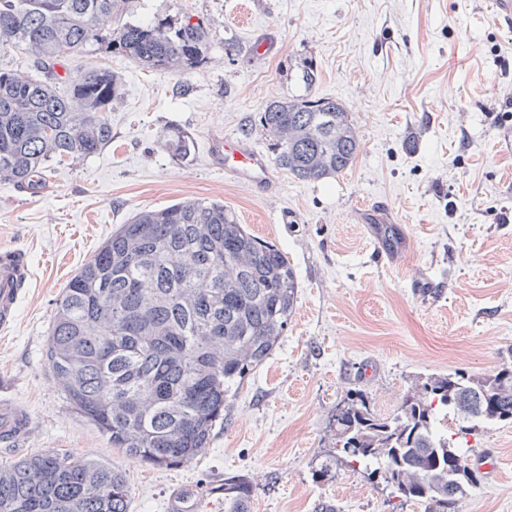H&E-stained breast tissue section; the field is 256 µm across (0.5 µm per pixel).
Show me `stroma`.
Returning a JSON list of instances; mask_svg holds the SVG:
<instances>
[{"instance_id":"stroma-1","label":"stroma","mask_w":512,"mask_h":512,"mask_svg":"<svg viewBox=\"0 0 512 512\" xmlns=\"http://www.w3.org/2000/svg\"><path fill=\"white\" fill-rule=\"evenodd\" d=\"M131 17L194 14L210 47L184 73L121 57L68 58L79 74H122L112 143L52 165L31 191L0 182V246L28 255L31 277L15 327L0 333V395L17 400L30 435L0 442V465L57 451L123 471L130 512H168L180 489L196 512H224L225 477L246 476L251 512H420L349 467L316 480L333 447L332 414L349 390L391 413L418 376L472 378L512 363V24L492 0H130ZM239 50L228 54L225 40ZM315 58L317 97L342 101L362 141L336 178L303 182L274 169L261 194L215 164L208 142L240 136L267 101L302 92L297 66ZM193 87L174 98V83ZM177 127L196 141L191 162L168 154ZM418 138L414 152L403 141ZM223 202L282 249L300 284L295 313L266 363L229 397L224 421L192 463L150 468L127 459L70 408L47 356L55 303L121 224L179 201ZM383 205L402 237L382 248L364 209ZM493 449L459 512H512V424L471 436Z\"/></svg>"}]
</instances>
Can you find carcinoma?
<instances>
[{
  "instance_id": "1",
  "label": "carcinoma",
  "mask_w": 512,
  "mask_h": 512,
  "mask_svg": "<svg viewBox=\"0 0 512 512\" xmlns=\"http://www.w3.org/2000/svg\"><path fill=\"white\" fill-rule=\"evenodd\" d=\"M128 0H0V54L22 52L38 77L0 68V182L30 190L52 164L112 143L109 112L122 80L107 66L73 80L69 56L123 57L178 73L204 63L208 31L191 16L125 20ZM305 93L275 97L243 130L261 133L274 164L301 181L352 167L361 139L346 107L309 91L312 57L298 66ZM173 156L194 138L166 135ZM299 282L286 254L257 239L218 201L142 210L120 225L70 279L47 338L55 380L70 408L111 447L151 467L177 468L209 447L232 386L263 366L288 328ZM470 435L512 424V363L472 379L460 372L418 380L388 415L368 395L347 393L333 415L335 447L313 478L362 466L390 495L422 512H458L478 487L467 449L441 418ZM253 489L224 478V512H250ZM130 487L108 464L48 452L0 467V512H129Z\"/></svg>"
}]
</instances>
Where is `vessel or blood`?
I'll use <instances>...</instances> for the list:
<instances>
[{"label": "vessel or blood", "instance_id": "vessel-or-blood-1", "mask_svg": "<svg viewBox=\"0 0 512 512\" xmlns=\"http://www.w3.org/2000/svg\"><path fill=\"white\" fill-rule=\"evenodd\" d=\"M213 160L225 174L236 181L265 189L273 185L274 176L267 158L251 144L233 137H219L209 144ZM25 251L13 247L0 248V331L11 330L16 321L17 306L29 278ZM26 410L0 398V437L9 439L26 429Z\"/></svg>", "mask_w": 512, "mask_h": 512}]
</instances>
